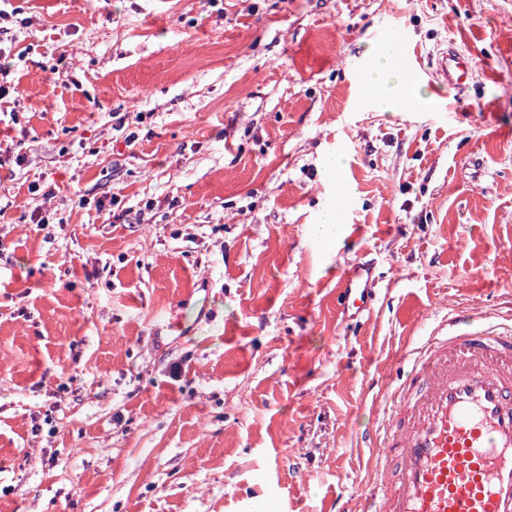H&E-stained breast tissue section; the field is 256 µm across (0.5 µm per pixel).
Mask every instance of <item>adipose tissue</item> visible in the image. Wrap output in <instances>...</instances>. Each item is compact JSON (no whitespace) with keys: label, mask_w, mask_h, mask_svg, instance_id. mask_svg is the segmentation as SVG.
<instances>
[{"label":"adipose tissue","mask_w":512,"mask_h":512,"mask_svg":"<svg viewBox=\"0 0 512 512\" xmlns=\"http://www.w3.org/2000/svg\"><path fill=\"white\" fill-rule=\"evenodd\" d=\"M363 92L377 111H409L422 107L419 86L402 67L394 39H386L371 54Z\"/></svg>","instance_id":"adipose-tissue-1"}]
</instances>
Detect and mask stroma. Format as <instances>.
<instances>
[{
  "label": "stroma",
  "mask_w": 512,
  "mask_h": 512,
  "mask_svg": "<svg viewBox=\"0 0 512 512\" xmlns=\"http://www.w3.org/2000/svg\"><path fill=\"white\" fill-rule=\"evenodd\" d=\"M397 26L444 114L358 107ZM0 58V512H356L402 353L512 315V0H0ZM469 58L455 47L439 51L437 55L436 73L439 82L448 85H459L471 75ZM310 233L322 240L336 238L338 226L336 224V213L333 210H327L321 213L316 224L310 227ZM371 270L362 262L350 264L339 288L338 301L357 317L370 312L375 301Z\"/></svg>",
  "instance_id": "35a3bbf8"
}]
</instances>
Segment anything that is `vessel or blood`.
<instances>
[{"instance_id":"1","label":"vessel or blood","mask_w":512,"mask_h":512,"mask_svg":"<svg viewBox=\"0 0 512 512\" xmlns=\"http://www.w3.org/2000/svg\"><path fill=\"white\" fill-rule=\"evenodd\" d=\"M472 72L465 53L439 51L440 82ZM367 264H350L338 300L356 316L375 301ZM448 327L404 356L405 376L380 393L382 430L366 435L382 454L360 512H512V324Z\"/></svg>"}]
</instances>
